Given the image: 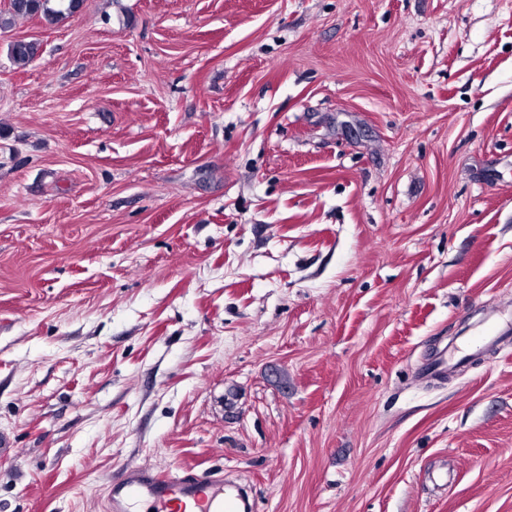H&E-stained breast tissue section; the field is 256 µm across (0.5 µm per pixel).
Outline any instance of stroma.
<instances>
[{"label":"stroma","instance_id":"1","mask_svg":"<svg viewBox=\"0 0 512 512\" xmlns=\"http://www.w3.org/2000/svg\"><path fill=\"white\" fill-rule=\"evenodd\" d=\"M489 318L512 0H83L0 32V512L175 470L251 512H512ZM39 53V44L35 41L19 40L10 45L9 56L16 69H25Z\"/></svg>","mask_w":512,"mask_h":512}]
</instances>
